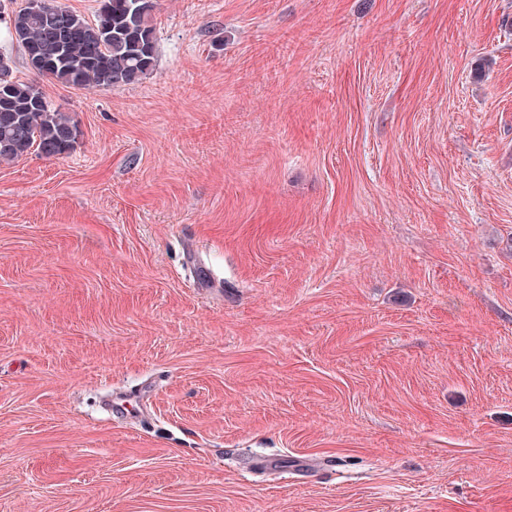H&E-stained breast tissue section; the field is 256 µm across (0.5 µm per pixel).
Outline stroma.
Masks as SVG:
<instances>
[{
    "instance_id": "1",
    "label": "stroma",
    "mask_w": 512,
    "mask_h": 512,
    "mask_svg": "<svg viewBox=\"0 0 512 512\" xmlns=\"http://www.w3.org/2000/svg\"><path fill=\"white\" fill-rule=\"evenodd\" d=\"M23 3L80 138L0 164V512H512V0H156L93 89ZM126 395L111 394L103 401V410L110 419H125L131 414V400Z\"/></svg>"
}]
</instances>
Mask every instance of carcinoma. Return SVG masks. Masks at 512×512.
Returning a JSON list of instances; mask_svg holds the SVG:
<instances>
[{
	"label": "carcinoma",
	"mask_w": 512,
	"mask_h": 512,
	"mask_svg": "<svg viewBox=\"0 0 512 512\" xmlns=\"http://www.w3.org/2000/svg\"><path fill=\"white\" fill-rule=\"evenodd\" d=\"M151 13L143 0H99L92 22L63 5L57 12L24 6L12 13L10 33L26 61H40L49 78L75 88H112L137 83L152 70ZM75 131L71 118L36 86L13 76L0 80V161H15L32 150L61 155Z\"/></svg>",
	"instance_id": "obj_1"
}]
</instances>
